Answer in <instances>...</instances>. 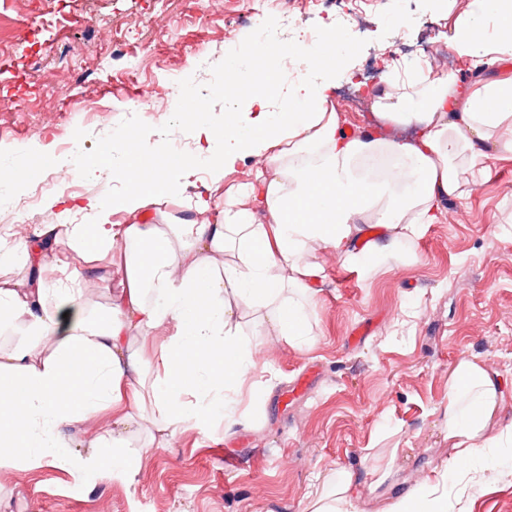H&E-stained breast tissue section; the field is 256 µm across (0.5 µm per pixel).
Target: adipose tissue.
I'll return each instance as SVG.
<instances>
[{"label": "adipose tissue", "instance_id": "adipose-tissue-1", "mask_svg": "<svg viewBox=\"0 0 512 512\" xmlns=\"http://www.w3.org/2000/svg\"><path fill=\"white\" fill-rule=\"evenodd\" d=\"M448 43L463 59L512 57V0H471ZM318 69L287 89V111L275 112L262 85L242 97V73L228 61L218 89L244 109L217 125L202 120L209 106L197 101L189 125L196 156L159 154L125 135V153L112 163L124 191L85 203L93 223L43 225L47 249L0 238V269L58 274L52 283L0 281V332L22 330L18 342L0 346V461L124 480L134 462L128 439L143 422L170 436L217 417L235 422L263 338L311 342L314 284L324 272L317 253H336L364 273L400 258L448 199L486 178L489 154L512 158V77L476 87L420 70L388 80L367 93L379 128L351 134L335 106V65ZM250 155L263 164L225 197L215 220L202 198L191 219L157 209L198 162L222 174ZM117 213L124 222H112ZM77 248L93 278L111 274L113 253L126 256L120 288L94 318L79 305L81 284L70 272ZM153 336L162 339L156 351ZM150 350L151 371L142 364ZM502 405L483 363L455 365L445 409L454 455L443 476L465 479L512 447V424L488 432ZM105 410L111 428L92 437V455L75 454L73 433ZM358 499L353 475L340 470L305 512H358Z\"/></svg>", "mask_w": 512, "mask_h": 512}]
</instances>
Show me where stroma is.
<instances>
[{"instance_id": "stroma-1", "label": "stroma", "mask_w": 512, "mask_h": 512, "mask_svg": "<svg viewBox=\"0 0 512 512\" xmlns=\"http://www.w3.org/2000/svg\"><path fill=\"white\" fill-rule=\"evenodd\" d=\"M253 0H0V89L14 102L0 112V148L38 146L73 156V144L92 149L135 114L156 128L173 114L178 82L207 84L204 63L224 56V35L244 39L242 16ZM335 0L300 10L295 0H263L259 19L295 17L324 25ZM366 22L354 30L365 40L348 65L367 80L379 63L374 47L389 45L398 19L415 54L443 48L452 19L447 0H367ZM121 47L130 69L111 70L107 56ZM162 98L146 103V86ZM86 133L74 141L75 130ZM261 158L248 157L216 176L208 165L181 178L177 198L162 201L177 212L197 197L224 206L233 185L252 177ZM489 176L473 192L450 199L452 217L427 225L407 244L406 262L368 274L345 269L322 254L324 276L311 310L314 336L306 347L270 339L263 362L274 379L256 401H244L239 422L216 420L179 429L164 448L134 434L133 448L149 447L121 482L107 474L79 481L66 471L0 465V512H92L109 501L112 512H304L320 477L337 470L355 475L362 512H384L388 500L431 481L454 450L446 432L448 376L464 358L496 373L504 403L496 427L512 423V218L502 210L512 197V159L491 156ZM109 171L85 180L65 168L45 170L29 236L45 224H86L83 211L62 214L56 199L103 198ZM416 316L403 329L401 310ZM391 467L392 477L371 489V472ZM448 512H512V461H494L465 483L446 481Z\"/></svg>"}]
</instances>
